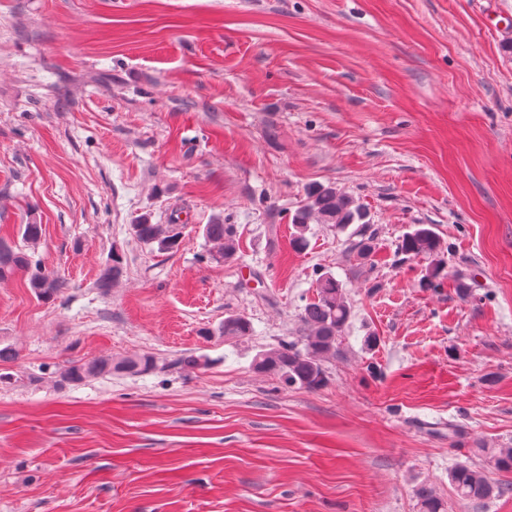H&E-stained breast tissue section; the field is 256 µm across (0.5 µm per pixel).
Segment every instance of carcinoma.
<instances>
[{
  "label": "carcinoma",
  "instance_id": "obj_1",
  "mask_svg": "<svg viewBox=\"0 0 512 512\" xmlns=\"http://www.w3.org/2000/svg\"><path fill=\"white\" fill-rule=\"evenodd\" d=\"M366 213L363 206L350 194L332 184L319 185L308 191L303 203L288 216L295 232L291 245L303 249L307 245L305 232L315 224H333L345 230L353 224L358 228L353 235L358 237L351 250L361 261L370 259L375 251L374 238L365 233ZM134 235L143 243L157 247L161 253L171 252L179 245L180 235L173 224H154L151 216H140L132 225ZM22 239L35 247L42 236V225H21ZM204 234L215 252L226 260L233 258L238 250L237 229L233 224L216 220L204 226ZM398 250L406 255H435L441 250L437 233L425 224L405 234ZM18 272L28 276L29 288L39 297L49 298L65 282L42 268L28 251L0 240V281ZM316 297L301 310L299 321L301 336L295 341H281L277 346L259 353L253 360V368L261 373L278 377L288 386L308 391H317L326 385L327 378L323 362L336 356L337 341L347 329L352 317L351 306L345 297L342 284L330 273L316 272ZM123 276L122 258L112 255V264L106 266L99 278V286L107 288L119 283ZM251 333V324L243 316L230 315L224 319L222 335L240 338ZM157 369V360L151 354H138L119 359L102 358L92 362H81L68 366L61 375L66 383H81L98 375L112 372L134 374L149 373ZM498 471H512V447L479 448ZM449 480L457 495L470 502H483L495 495L512 489L508 484H497L486 471L476 465L460 463L449 472ZM419 512H445V505L435 489L422 484L415 490Z\"/></svg>",
  "mask_w": 512,
  "mask_h": 512
}]
</instances>
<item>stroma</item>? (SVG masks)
Returning a JSON list of instances; mask_svg holds the SVG:
<instances>
[{"label":"stroma","instance_id":"stroma-1","mask_svg":"<svg viewBox=\"0 0 512 512\" xmlns=\"http://www.w3.org/2000/svg\"><path fill=\"white\" fill-rule=\"evenodd\" d=\"M113 2L0 0V237L41 224L66 283L0 282V512H418L421 483L512 512L448 480L512 447V0ZM328 183L368 212L367 263L328 224L290 245ZM177 211V251L134 235ZM218 216L235 259L208 257ZM417 224L435 290L398 250ZM319 268L353 318L326 386L289 388L253 360L298 336ZM231 315L251 334L224 339ZM140 353L155 372L57 382ZM191 353L210 365L173 367ZM398 250L411 256L436 255L441 250V241L430 225L417 224L412 232L406 233L402 237L398 244Z\"/></svg>","mask_w":512,"mask_h":512}]
</instances>
